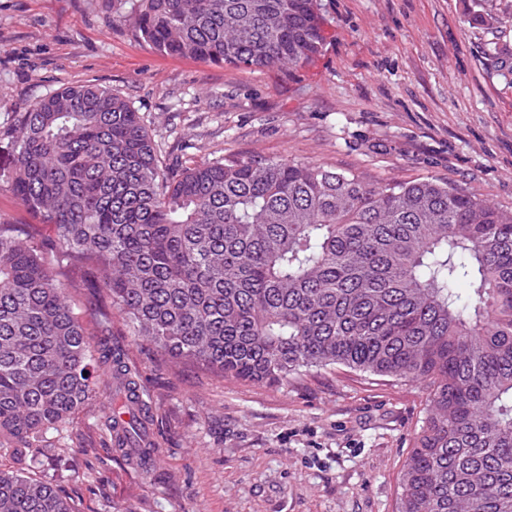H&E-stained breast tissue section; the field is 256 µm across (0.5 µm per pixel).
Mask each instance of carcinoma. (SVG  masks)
Here are the masks:
<instances>
[{
    "mask_svg": "<svg viewBox=\"0 0 512 512\" xmlns=\"http://www.w3.org/2000/svg\"><path fill=\"white\" fill-rule=\"evenodd\" d=\"M125 18L160 53L258 70L299 67L324 40L317 0H133ZM7 136L0 188L66 253L0 221V448L37 459L108 395L113 447L148 459L151 412L125 353L93 340L110 314L74 307L83 288L223 376L339 365L425 386L397 512H512V209L278 156L163 168L139 113L93 84L35 100ZM0 512L75 508L52 478L0 470Z\"/></svg>",
    "mask_w": 512,
    "mask_h": 512,
    "instance_id": "1",
    "label": "carcinoma"
}]
</instances>
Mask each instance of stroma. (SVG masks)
<instances>
[{
    "instance_id": "1",
    "label": "stroma",
    "mask_w": 512,
    "mask_h": 512,
    "mask_svg": "<svg viewBox=\"0 0 512 512\" xmlns=\"http://www.w3.org/2000/svg\"><path fill=\"white\" fill-rule=\"evenodd\" d=\"M319 2L320 54L251 70L158 54L114 0H0V166L20 112L95 84L140 112L164 165L282 156L512 208V28L470 23L473 0ZM111 330L152 407L155 467L111 447L99 398L44 451L76 512H397L422 385L344 367L253 383L173 361L120 315Z\"/></svg>"
}]
</instances>
